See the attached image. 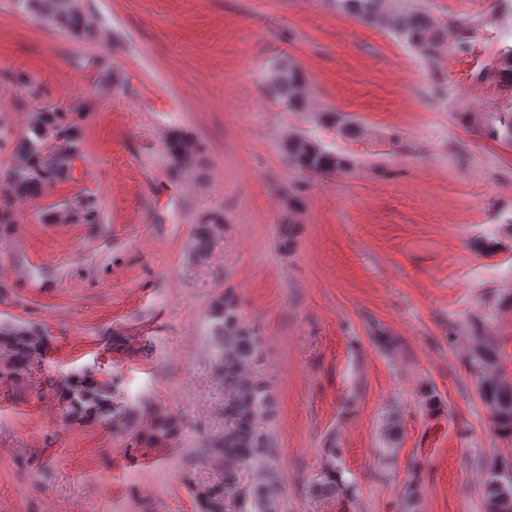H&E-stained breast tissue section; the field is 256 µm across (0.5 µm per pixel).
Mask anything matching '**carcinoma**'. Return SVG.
<instances>
[{
  "label": "carcinoma",
  "mask_w": 512,
  "mask_h": 512,
  "mask_svg": "<svg viewBox=\"0 0 512 512\" xmlns=\"http://www.w3.org/2000/svg\"><path fill=\"white\" fill-rule=\"evenodd\" d=\"M22 8L39 14L64 30L77 35L90 34L76 0H16ZM336 9L355 16L365 23L388 31L409 46L431 57L444 42V33L429 11L421 6L404 8L401 0H334ZM483 78L512 90V45L502 48L491 69ZM266 91L290 112L305 108L302 73L292 64L278 65L265 79ZM465 117L480 127L492 140L512 145V110L498 112L493 118L471 113ZM79 126L69 113L56 107H45L30 113L27 131L16 143L15 163L11 171L12 194L0 197V224L14 223L13 202L41 194L52 184L65 180L73 169L78 154ZM170 169L179 172L193 166L202 154L196 139L186 133L171 134L164 143ZM290 164L316 174L349 169L353 161L299 136L288 139ZM71 217L85 224L97 223V210L92 204L80 203ZM214 336V364L224 381L227 397L224 404V436L215 441L208 452L230 462H246L257 472L255 483L245 492L241 512H279V482L267 466L274 449L269 424L274 411V398L260 373V337L244 323L235 302L228 296L216 300L211 309ZM42 338L16 326L0 328V373L16 379L29 374L33 357L42 352ZM500 351L496 344L479 342L469 357L472 373L483 401L511 412L507 418L490 417L492 427L500 433L512 434V385L499 380L484 384L485 369L499 365ZM68 415L83 419L117 423L124 412L115 404L118 381L112 376L96 379L88 374L71 375L55 386ZM330 459L313 492L321 498H338L350 493L336 465L338 451L329 449ZM204 512H229L224 487L202 486L196 489Z\"/></svg>",
  "instance_id": "carcinoma-1"
}]
</instances>
